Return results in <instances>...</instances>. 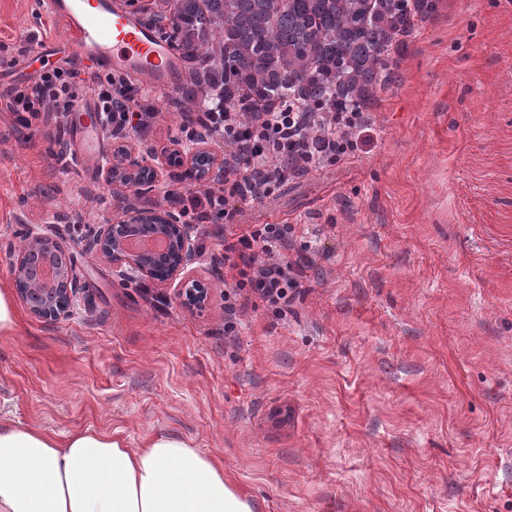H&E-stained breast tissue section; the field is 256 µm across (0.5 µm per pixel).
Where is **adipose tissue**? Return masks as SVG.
Masks as SVG:
<instances>
[{"label":"adipose tissue","instance_id":"ef3b65f1","mask_svg":"<svg viewBox=\"0 0 512 512\" xmlns=\"http://www.w3.org/2000/svg\"><path fill=\"white\" fill-rule=\"evenodd\" d=\"M0 512H256L224 465L184 439L133 448L108 432L57 437L0 421Z\"/></svg>","mask_w":512,"mask_h":512}]
</instances>
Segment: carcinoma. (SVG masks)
<instances>
[{"label": "carcinoma", "mask_w": 512, "mask_h": 512, "mask_svg": "<svg viewBox=\"0 0 512 512\" xmlns=\"http://www.w3.org/2000/svg\"><path fill=\"white\" fill-rule=\"evenodd\" d=\"M436 0H157L144 12L180 54L184 115L367 112Z\"/></svg>", "instance_id": "1"}]
</instances>
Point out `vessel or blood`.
Segmentation results:
<instances>
[{
    "mask_svg": "<svg viewBox=\"0 0 512 512\" xmlns=\"http://www.w3.org/2000/svg\"><path fill=\"white\" fill-rule=\"evenodd\" d=\"M55 26V43L68 61L91 70L128 71L154 89L168 87L181 60L154 30L113 0H47ZM93 95H83L69 116L72 131L98 132L104 127Z\"/></svg>",
    "mask_w": 512,
    "mask_h": 512,
    "instance_id": "vessel-or-blood-1",
    "label": "vessel or blood"
}]
</instances>
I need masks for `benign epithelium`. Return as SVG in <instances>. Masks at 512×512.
Segmentation results:
<instances>
[{"label":"benign epithelium","mask_w":512,"mask_h":512,"mask_svg":"<svg viewBox=\"0 0 512 512\" xmlns=\"http://www.w3.org/2000/svg\"><path fill=\"white\" fill-rule=\"evenodd\" d=\"M174 156L177 167L195 171L201 180L224 172V162L203 147L187 152L179 150ZM128 157L124 149L116 154L112 177L136 186L140 193L149 191L157 180V171L142 167ZM138 234L163 237L167 242L166 250L160 255H151L131 249L127 239ZM87 250L121 274L132 271L160 287L178 288V294L190 307L203 309L209 303L207 283L192 275L196 251L189 226L177 223L174 214L167 209L125 208L119 219L99 227L88 240ZM43 263L54 267V279L50 283L39 275ZM10 279L19 300L36 320L53 323L71 314L79 279L62 242L45 235L28 239L12 253Z\"/></svg>","instance_id":"obj_1"}]
</instances>
